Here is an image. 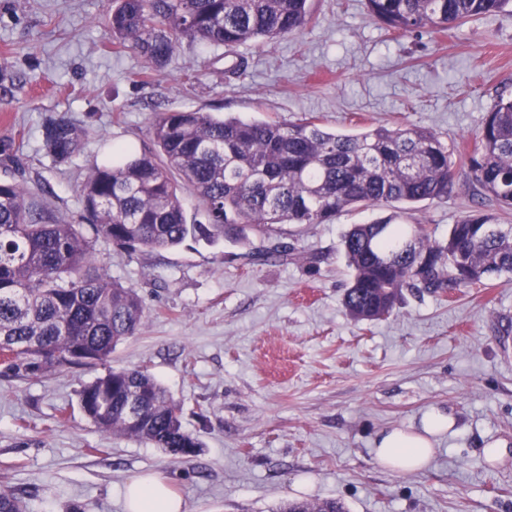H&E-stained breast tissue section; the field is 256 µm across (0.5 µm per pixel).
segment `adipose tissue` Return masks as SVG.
<instances>
[{
  "label": "adipose tissue",
  "mask_w": 512,
  "mask_h": 512,
  "mask_svg": "<svg viewBox=\"0 0 512 512\" xmlns=\"http://www.w3.org/2000/svg\"><path fill=\"white\" fill-rule=\"evenodd\" d=\"M453 426L450 415L434 413L426 417L421 429H386L375 441V460L399 474L422 471L430 464L439 437ZM125 509L126 512H185L182 498L171 490L164 478L156 475L139 476L127 483Z\"/></svg>",
  "instance_id": "obj_1"
}]
</instances>
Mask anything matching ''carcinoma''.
I'll return each instance as SVG.
<instances>
[{"instance_id":"carcinoma-1","label":"carcinoma","mask_w":512,"mask_h":512,"mask_svg":"<svg viewBox=\"0 0 512 512\" xmlns=\"http://www.w3.org/2000/svg\"><path fill=\"white\" fill-rule=\"evenodd\" d=\"M309 0H110L102 21L116 43L162 70L183 41L233 48L295 34L309 22ZM394 33L445 31L512 8V0H365ZM91 131L64 116L41 126L45 153L67 163ZM150 136L159 154L117 147L89 167L78 194L82 223L68 224L0 182V360L32 375L108 360L142 325L144 301L104 270L100 237L128 254L187 241L213 245L255 230L269 239L280 224H330L353 208L448 199L457 176L448 144L432 130L379 125L338 134L313 119L297 124L218 118L210 112L158 114ZM460 161L477 195L512 209V98L487 113L473 150ZM207 223L187 221L183 194ZM394 212L353 224L343 249L353 270L344 306L357 320L389 314L403 291L444 293L491 276H512V225L479 209L432 239ZM288 259V245L257 251ZM84 414L102 432L151 442L180 459L200 442L155 377L111 370L79 392ZM276 512H347L335 498L289 500Z\"/></svg>"}]
</instances>
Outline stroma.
I'll use <instances>...</instances> for the list:
<instances>
[{"mask_svg":"<svg viewBox=\"0 0 512 512\" xmlns=\"http://www.w3.org/2000/svg\"><path fill=\"white\" fill-rule=\"evenodd\" d=\"M107 0H0V140L21 181L78 223L79 185L108 147L148 150L156 113L202 110L251 121L357 134L383 124L420 126L456 152L471 151L498 97L512 96V14L444 32L391 36L364 0H312L305 29L268 45L232 49L183 42L149 70L114 44L99 18ZM244 75H230L237 61ZM63 115L92 134L72 159L43 148L44 117ZM512 224V210L479 201L466 174L448 200L406 215L442 238L474 207ZM392 206L342 214L332 224H285L288 261L260 264L267 241L187 243L127 254L104 240L106 272L146 303L139 332L105 363L17 377L0 369V493L22 512H125L127 482L164 475L187 512H275L291 499L336 498L348 512H512V280L444 294L404 292L390 314L358 321L343 298L352 270L341 240L350 225ZM144 368L179 402L202 444L175 460L150 442L106 434L78 393L109 370ZM452 414L423 471L379 466L377 435L417 429L424 414ZM505 454L487 458L486 444Z\"/></svg>","mask_w":512,"mask_h":512,"instance_id":"stroma-1","label":"stroma"}]
</instances>
